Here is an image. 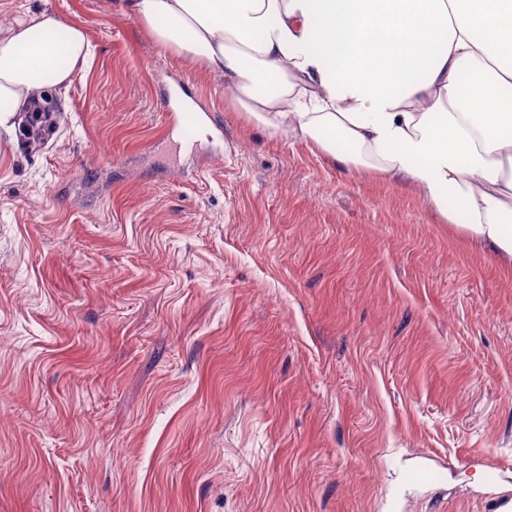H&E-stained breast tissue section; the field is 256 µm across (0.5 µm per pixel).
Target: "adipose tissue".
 Instances as JSON below:
<instances>
[{"mask_svg": "<svg viewBox=\"0 0 512 512\" xmlns=\"http://www.w3.org/2000/svg\"><path fill=\"white\" fill-rule=\"evenodd\" d=\"M163 51L224 85L278 140L412 185L512 271V0H118ZM82 28L34 12L0 26V129L68 86Z\"/></svg>", "mask_w": 512, "mask_h": 512, "instance_id": "obj_1", "label": "adipose tissue"}]
</instances>
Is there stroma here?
Returning <instances> with one entry per match:
<instances>
[{
    "instance_id": "obj_1",
    "label": "stroma",
    "mask_w": 512,
    "mask_h": 512,
    "mask_svg": "<svg viewBox=\"0 0 512 512\" xmlns=\"http://www.w3.org/2000/svg\"><path fill=\"white\" fill-rule=\"evenodd\" d=\"M31 9L90 55L48 139L0 131V512H512L492 252L245 124L117 0L0 20Z\"/></svg>"
}]
</instances>
